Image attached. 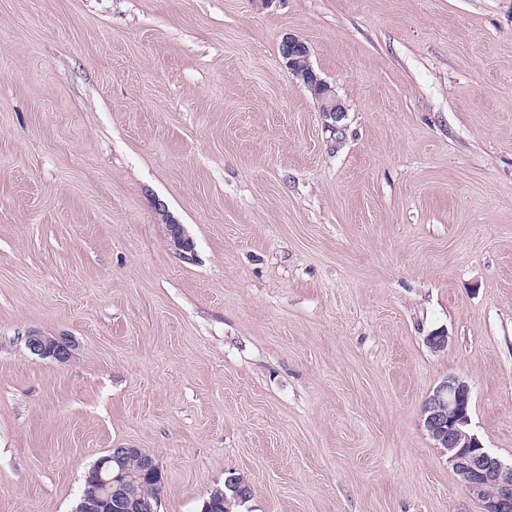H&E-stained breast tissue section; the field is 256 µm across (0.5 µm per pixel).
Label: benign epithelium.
Instances as JSON below:
<instances>
[{
  "instance_id": "7a95c632",
  "label": "benign epithelium",
  "mask_w": 512,
  "mask_h": 512,
  "mask_svg": "<svg viewBox=\"0 0 512 512\" xmlns=\"http://www.w3.org/2000/svg\"><path fill=\"white\" fill-rule=\"evenodd\" d=\"M285 67L320 100L321 111L341 117L345 108L331 87L318 77L305 43L293 36L283 39ZM27 350L42 359L66 363L73 356V343L64 336L30 332ZM471 388L450 375L428 396L422 407V422L434 447L445 457L468 492L482 503L483 512H512V463L506 464L488 452L470 431ZM129 448H113L91 469V487L84 491L76 512H159L160 496L133 497L128 493L130 474L125 467ZM139 475H154L163 482L159 464L149 455L139 461Z\"/></svg>"
}]
</instances>
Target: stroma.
Returning a JSON list of instances; mask_svg holds the SVG:
<instances>
[{
	"mask_svg": "<svg viewBox=\"0 0 512 512\" xmlns=\"http://www.w3.org/2000/svg\"><path fill=\"white\" fill-rule=\"evenodd\" d=\"M450 375L511 463L512 0H0V512L113 448L159 512H482L420 421ZM281 48L285 67L320 100L321 112L335 114L336 119L341 117L345 108L331 87L313 70L306 44L289 35L283 39ZM27 350L42 359L66 363L73 356V343L65 336H46L40 332H29L25 337ZM226 481L228 482V486L231 487V488H237L236 490L237 491H240L244 486H248L247 483H244V482H239V478L238 477H229L228 480H225L224 482V490H221V491H224V492H221L220 493V499L224 501V509L221 505H218V503H220V499H219V494H218V491L220 490H215L214 492H212L209 496V498L207 500L210 501L211 503V508L209 509V512H233L234 509L239 506L242 502H245L247 501L251 494H252V489L250 488H246L245 493L246 496L244 495L242 497V500H239L237 501L236 499H233L232 498V491L229 490L227 487H226ZM224 493H225V499H224Z\"/></svg>",
	"mask_w": 512,
	"mask_h": 512,
	"instance_id": "35a3bbf8",
	"label": "stroma"
}]
</instances>
